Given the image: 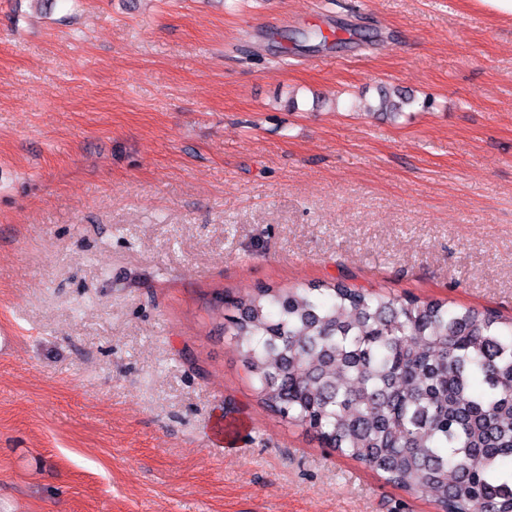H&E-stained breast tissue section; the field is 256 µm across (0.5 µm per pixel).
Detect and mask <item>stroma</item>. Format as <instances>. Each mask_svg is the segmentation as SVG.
I'll list each match as a JSON object with an SVG mask.
<instances>
[{
	"label": "stroma",
	"mask_w": 512,
	"mask_h": 512,
	"mask_svg": "<svg viewBox=\"0 0 512 512\" xmlns=\"http://www.w3.org/2000/svg\"><path fill=\"white\" fill-rule=\"evenodd\" d=\"M334 279L512 315V20L0 0V512H438L269 413L224 334L218 293ZM411 102V97L407 96L405 93L399 91L398 89L392 92L384 91L380 96L378 106L372 110L389 116H396L402 112L405 105H408Z\"/></svg>",
	"instance_id": "35a3bbf8"
}]
</instances>
